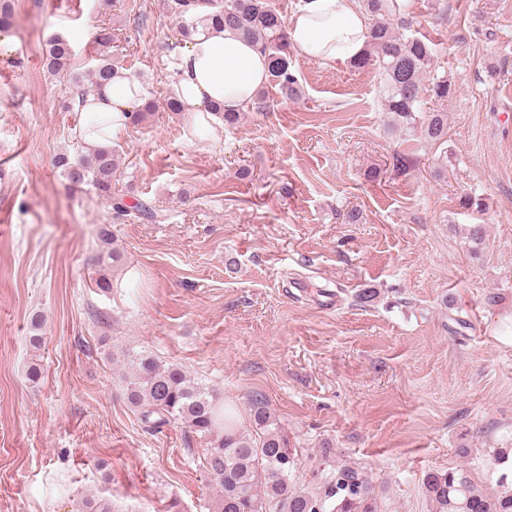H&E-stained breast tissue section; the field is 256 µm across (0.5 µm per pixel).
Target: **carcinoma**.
<instances>
[{"label": "carcinoma", "mask_w": 512, "mask_h": 512, "mask_svg": "<svg viewBox=\"0 0 512 512\" xmlns=\"http://www.w3.org/2000/svg\"><path fill=\"white\" fill-rule=\"evenodd\" d=\"M178 28L189 39L193 24L190 12L208 7L205 19L231 29L251 41L270 60V76L285 97L296 95V77L288 58V26L271 0H175ZM369 17L366 50L353 60L358 67H376L384 82V106L408 129L420 128L426 139L438 143L448 133L444 112H429L420 117L422 97L445 101L452 85L445 76H436L423 84L425 68L434 55L433 43L423 34H403L411 25L407 0H361ZM71 58L68 41L51 37L45 48L48 70L62 73ZM116 66L112 60H100L89 74L95 88L109 82ZM68 181L90 184L109 200L112 218L117 221L158 218L157 211L144 201L127 202L125 196L112 193V179L119 159L110 146L86 154H60L55 160ZM107 248L95 258L98 277L95 287L110 293L114 282L112 267L121 253L108 247L110 231H100ZM121 382L124 398L144 427L152 432L172 423H180L193 436L206 443L202 468L215 490L213 512H376L369 476L362 470L342 465L329 470L323 483L303 490L291 482L295 458L286 446L282 431L272 420L265 400L251 403L253 429L237 425L233 413L216 395L200 385L176 365H167L145 352L126 355ZM422 490L430 512H512V482L500 474L497 489L489 491L475 482L464 467L447 471H429L422 478ZM77 512H114L112 503L94 495L77 502Z\"/></svg>", "instance_id": "obj_1"}]
</instances>
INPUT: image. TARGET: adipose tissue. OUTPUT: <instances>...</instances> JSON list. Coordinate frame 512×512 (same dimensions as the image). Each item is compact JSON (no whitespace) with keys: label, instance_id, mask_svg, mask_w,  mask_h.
<instances>
[{"label":"adipose tissue","instance_id":"adipose-tissue-1","mask_svg":"<svg viewBox=\"0 0 512 512\" xmlns=\"http://www.w3.org/2000/svg\"><path fill=\"white\" fill-rule=\"evenodd\" d=\"M190 42L174 50L173 89L196 126L212 133L221 121L218 110L237 111L252 104L269 76L267 56L237 33L203 19L194 22ZM368 16L358 0H301L288 19L293 45L326 64L359 57L365 50ZM145 93L138 79L123 69L76 108L84 121L82 142L91 148L111 144L129 125Z\"/></svg>","mask_w":512,"mask_h":512}]
</instances>
